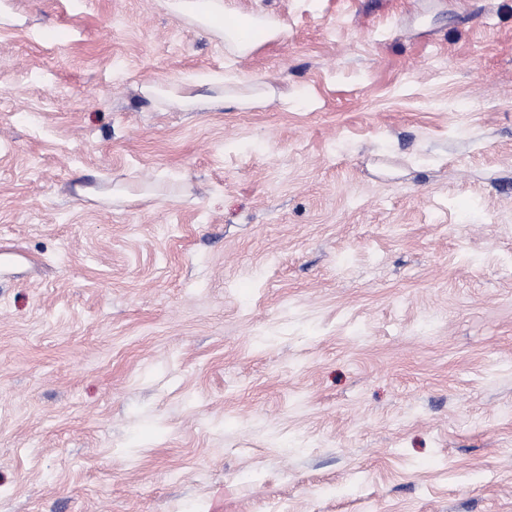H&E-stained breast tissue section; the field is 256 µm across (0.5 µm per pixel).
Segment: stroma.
<instances>
[{"label":"stroma","instance_id":"stroma-1","mask_svg":"<svg viewBox=\"0 0 512 512\" xmlns=\"http://www.w3.org/2000/svg\"><path fill=\"white\" fill-rule=\"evenodd\" d=\"M229 2L0 0V512H512V0ZM164 5L195 21L206 33L221 36L226 47L240 55L253 51L260 41L277 39L286 32L281 23L264 13L232 12L224 0H164ZM228 21L233 23L229 25ZM257 32L261 33L259 39L255 38ZM164 94L167 100L185 110L205 111L224 108L225 104L231 102L240 108H248L257 100L258 96H241L229 93L224 86H215L211 94H199L179 84L170 85Z\"/></svg>","mask_w":512,"mask_h":512}]
</instances>
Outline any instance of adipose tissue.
I'll return each mask as SVG.
<instances>
[{
	"label": "adipose tissue",
	"instance_id": "obj_1",
	"mask_svg": "<svg viewBox=\"0 0 512 512\" xmlns=\"http://www.w3.org/2000/svg\"><path fill=\"white\" fill-rule=\"evenodd\" d=\"M164 5L195 21L203 31L221 36L228 49L241 55L253 51L259 40H273L285 32L281 23L266 14L232 12L226 0H164ZM165 96L170 103L189 111L218 109L228 103L247 108L255 102L254 97L236 95L221 86L204 95L174 84L166 89Z\"/></svg>",
	"mask_w": 512,
	"mask_h": 512
}]
</instances>
